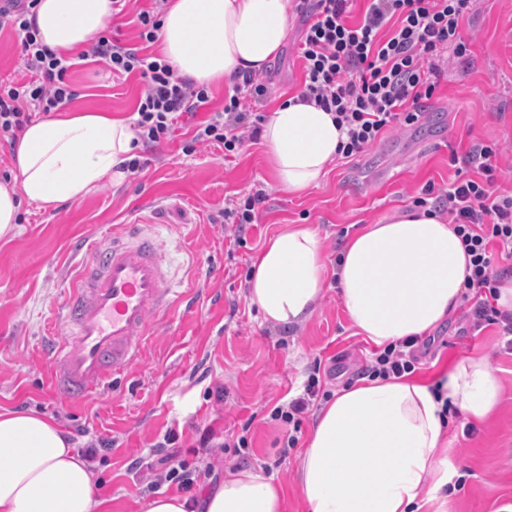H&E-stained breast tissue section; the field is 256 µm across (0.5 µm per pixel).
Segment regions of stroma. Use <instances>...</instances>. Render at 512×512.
<instances>
[{"label":"stroma","mask_w":512,"mask_h":512,"mask_svg":"<svg viewBox=\"0 0 512 512\" xmlns=\"http://www.w3.org/2000/svg\"><path fill=\"white\" fill-rule=\"evenodd\" d=\"M461 35L467 56L449 58L421 121L391 132L360 156L336 159L324 183L302 195L282 191L273 180L262 144L235 155L198 146L188 154L183 129L145 151L147 166L121 182L104 181L86 197L51 208L21 199L18 232L0 240V408L53 417L76 448L89 439L109 440L104 462L93 463L103 512H144L148 499L128 471L135 458L166 430L190 448L193 427L211 426L216 439L247 434L245 459L212 449L216 477L242 467L270 469L285 489L284 512H306L297 468L299 449L279 458L275 441L281 423L269 420L277 402L297 394L314 362L335 367L331 390L355 383L374 346L351 325L339 290L329 286L304 324L274 327L264 322L248 296L246 272L267 240L290 224L318 227L326 244V266L334 268L347 235L411 207L428 184L451 182L475 142L496 146L494 163L501 192H512V0H482L465 16ZM296 16L287 39L270 62L276 106L303 88ZM75 99L61 113L96 111L132 117L143 88L137 77L112 78L100 65L70 72ZM264 189L256 224L235 237L229 224L213 218L226 203ZM154 225L167 248V266L182 302L143 345L141 357L112 385L80 402L57 397L43 353L49 334L61 333L54 309L69 294L79 272L81 244L120 234L131 219ZM217 277L206 279L207 267ZM432 352L420 358L416 376L437 381L454 360L488 356L502 391L492 417L465 434L463 417L452 418L448 457L464 477L451 491L445 512H512V351L498 325L465 328L455 310L430 332ZM222 398H213V391Z\"/></svg>","instance_id":"stroma-1"}]
</instances>
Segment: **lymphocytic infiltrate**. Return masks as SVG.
Listing matches in <instances>:
<instances>
[{
  "label": "lymphocytic infiltrate",
  "mask_w": 512,
  "mask_h": 512,
  "mask_svg": "<svg viewBox=\"0 0 512 512\" xmlns=\"http://www.w3.org/2000/svg\"><path fill=\"white\" fill-rule=\"evenodd\" d=\"M352 2L295 0L294 4L303 27L297 49L302 95L331 112L337 127L345 131L347 140L339 149L345 158L365 152L388 131L419 121L439 85L440 60L466 56L468 46L460 23L478 4V0H366L363 16L353 21L349 18ZM37 5L38 0H0V29L15 35L22 72L19 81H0V139L8 144H15L34 115L50 113L73 99L69 73L85 61L144 82L133 123L143 147L167 141L186 117L195 122L191 136L195 144L235 154L246 143L259 140L265 121L260 107L272 94L271 73H244L233 95L225 98L223 109L197 120L198 109L210 100L208 87L179 75L162 56L150 51L161 26L164 0L136 11V43L102 35L74 59L38 41L28 20ZM496 154L492 146L472 144L449 187L426 186L414 204L448 214L470 258L467 286L476 292L467 313L471 326L478 330L496 324L502 335L511 336L512 312L492 303L498 284L495 260H512V195L496 191L492 164ZM415 344L409 338L373 351L365 374L388 378L413 373ZM331 396L315 367L299 394L276 404L270 418L286 426L279 440L281 452L297 446L307 415ZM195 437L194 461L174 450L177 436L169 431L153 444L152 463L133 460L130 471L140 474L150 493L167 483L185 492L194 490L213 475V466L203 455L213 446L214 432L199 425Z\"/></svg>",
  "instance_id": "1"
}]
</instances>
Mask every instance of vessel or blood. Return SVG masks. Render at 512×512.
<instances>
[{
  "label": "vessel or blood",
  "mask_w": 512,
  "mask_h": 512,
  "mask_svg": "<svg viewBox=\"0 0 512 512\" xmlns=\"http://www.w3.org/2000/svg\"><path fill=\"white\" fill-rule=\"evenodd\" d=\"M123 230L125 240L88 247L79 278L57 312L65 338L48 354L51 387L64 400H84L130 368L153 321L177 303L162 242L138 224Z\"/></svg>",
  "instance_id": "b4317fda"
}]
</instances>
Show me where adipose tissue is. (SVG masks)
Instances as JSON below:
<instances>
[{
  "instance_id": "obj_1",
  "label": "adipose tissue",
  "mask_w": 512,
  "mask_h": 512,
  "mask_svg": "<svg viewBox=\"0 0 512 512\" xmlns=\"http://www.w3.org/2000/svg\"><path fill=\"white\" fill-rule=\"evenodd\" d=\"M290 0H169L162 57L200 85L233 84L261 71L287 38ZM112 21V0H40L37 36L76 56ZM262 144L281 188L303 194L325 181L346 135L331 113L292 95L264 124ZM135 133L129 119L81 112L33 121L15 146L12 181L0 182V239L17 233L20 197L46 206L123 179ZM336 272L358 333L385 347L437 328L467 291L469 259L447 219L403 210L369 224L343 246ZM327 288L324 244L307 224L272 236L248 294L273 326L308 320ZM441 386L405 374L364 378L321 407L298 474L308 512H421L452 480L451 413L481 421L501 387L483 355L457 360ZM97 476L49 417L0 411V512H99ZM285 491L251 468L228 473L199 504L160 495L145 512H283Z\"/></svg>"
}]
</instances>
